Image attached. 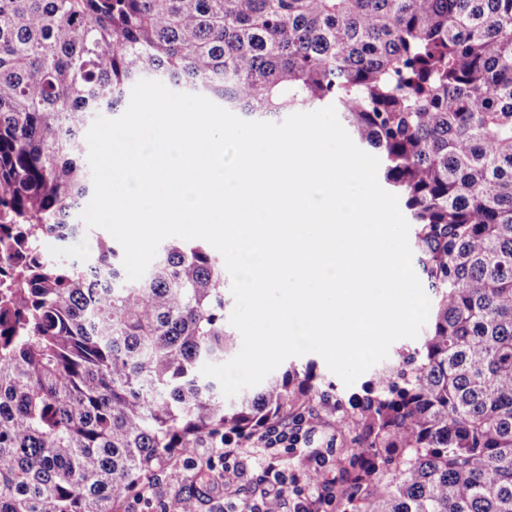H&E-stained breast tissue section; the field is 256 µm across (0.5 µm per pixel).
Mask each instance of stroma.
Here are the masks:
<instances>
[{
  "label": "stroma",
  "instance_id": "stroma-1",
  "mask_svg": "<svg viewBox=\"0 0 512 512\" xmlns=\"http://www.w3.org/2000/svg\"><path fill=\"white\" fill-rule=\"evenodd\" d=\"M353 446L352 434L339 433L335 417L326 416L304 426L295 450L283 449L272 455L259 444L247 449L243 467L232 470L221 481L201 479L191 465L177 460L173 466L159 470L156 493L161 498L195 493L201 512H224L231 506L246 512L252 490L263 487L265 480L280 478L294 483L296 476L317 459L323 463L326 481L345 484Z\"/></svg>",
  "mask_w": 512,
  "mask_h": 512
}]
</instances>
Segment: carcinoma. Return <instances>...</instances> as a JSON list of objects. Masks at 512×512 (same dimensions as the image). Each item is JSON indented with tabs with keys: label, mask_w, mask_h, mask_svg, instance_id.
Returning <instances> with one entry per match:
<instances>
[{
	"label": "carcinoma",
	"mask_w": 512,
	"mask_h": 512,
	"mask_svg": "<svg viewBox=\"0 0 512 512\" xmlns=\"http://www.w3.org/2000/svg\"><path fill=\"white\" fill-rule=\"evenodd\" d=\"M153 75L252 121L334 106L415 226L429 328L336 419V497L512 512V0H0V512H112L193 448L345 410L310 364L224 401V263L165 244L131 281L76 218L83 131Z\"/></svg>",
	"instance_id": "obj_1"
}]
</instances>
